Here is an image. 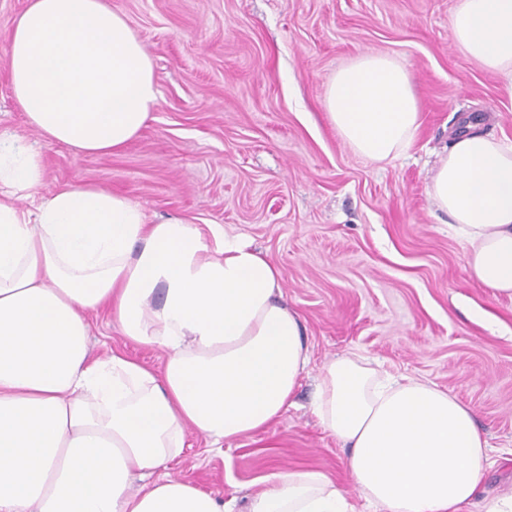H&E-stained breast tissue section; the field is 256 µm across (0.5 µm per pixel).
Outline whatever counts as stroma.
<instances>
[{"label": "stroma", "instance_id": "stroma-1", "mask_svg": "<svg viewBox=\"0 0 512 512\" xmlns=\"http://www.w3.org/2000/svg\"><path fill=\"white\" fill-rule=\"evenodd\" d=\"M27 3L0 0V135L39 151L43 194L94 185L151 216L221 225L278 267L302 319L310 363L288 411L223 448L191 437L176 475L246 512L271 474L317 469L371 512L311 410L322 364L359 354L468 406L491 449L484 490L512 487V299L469 276L429 197L460 117L512 138V86L456 44L457 0H112L152 55L159 98L106 155L44 143L16 108L5 48ZM365 52L405 66L420 112L408 152L385 163L356 155L324 108L336 70ZM90 323L94 354L163 367L106 314Z\"/></svg>", "mask_w": 512, "mask_h": 512}]
</instances>
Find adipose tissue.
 Returning <instances> with one entry per match:
<instances>
[{
    "label": "adipose tissue",
    "mask_w": 512,
    "mask_h": 512,
    "mask_svg": "<svg viewBox=\"0 0 512 512\" xmlns=\"http://www.w3.org/2000/svg\"><path fill=\"white\" fill-rule=\"evenodd\" d=\"M458 45L512 82V0H459ZM6 55L13 99L49 144L115 153L152 118V57L111 0H29ZM338 135L372 162L405 154L419 127L411 77L366 53L329 81ZM43 165L0 136V512H233L169 471L188 432L212 446L264 431L309 363L280 273L219 225L154 222L96 186L41 196ZM429 195L466 246L472 278L512 297V140L465 132ZM166 352L161 372L93 356L89 315ZM313 412L378 512H512L481 493L488 443L471 410L359 356L326 361ZM156 480L135 485V473ZM248 512H350L320 470L272 474Z\"/></svg>",
    "instance_id": "ef3b65f1"
}]
</instances>
